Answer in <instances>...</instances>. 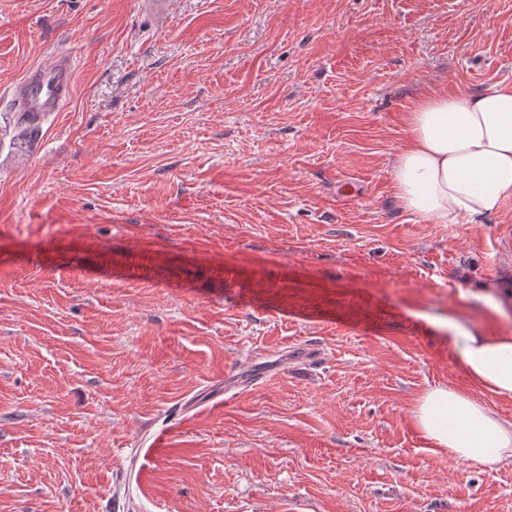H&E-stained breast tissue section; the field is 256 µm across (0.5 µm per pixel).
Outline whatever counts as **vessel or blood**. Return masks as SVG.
Instances as JSON below:
<instances>
[{
	"instance_id": "obj_1",
	"label": "vessel or blood",
	"mask_w": 512,
	"mask_h": 512,
	"mask_svg": "<svg viewBox=\"0 0 512 512\" xmlns=\"http://www.w3.org/2000/svg\"><path fill=\"white\" fill-rule=\"evenodd\" d=\"M74 90V60L67 52L58 51L31 67L12 85L9 95L16 111L31 113L42 123L63 111Z\"/></svg>"
}]
</instances>
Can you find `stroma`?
<instances>
[{
  "mask_svg": "<svg viewBox=\"0 0 512 512\" xmlns=\"http://www.w3.org/2000/svg\"><path fill=\"white\" fill-rule=\"evenodd\" d=\"M148 2L0 0V113L76 59L0 136V512H512L414 422L478 393L434 318L512 330V200L392 182L418 100L512 83V0ZM75 90V64L65 51H57L43 63L31 67L23 77L12 85L9 95L16 112L11 119L18 139L34 129V120L20 112H31L36 123L49 119L55 112L63 111Z\"/></svg>",
  "mask_w": 512,
  "mask_h": 512,
  "instance_id": "35a3bbf8",
  "label": "stroma"
}]
</instances>
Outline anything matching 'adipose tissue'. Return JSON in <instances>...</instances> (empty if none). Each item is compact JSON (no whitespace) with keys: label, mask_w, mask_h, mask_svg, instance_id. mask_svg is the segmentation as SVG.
Returning a JSON list of instances; mask_svg holds the SVG:
<instances>
[{"label":"adipose tissue","mask_w":512,"mask_h":512,"mask_svg":"<svg viewBox=\"0 0 512 512\" xmlns=\"http://www.w3.org/2000/svg\"><path fill=\"white\" fill-rule=\"evenodd\" d=\"M408 143L392 167L402 207L436 224L478 222L512 199V85L434 95L407 115ZM448 341L461 371L489 396L512 399V333H486L449 315ZM414 420L449 459L484 472L512 463V418L451 386L418 399Z\"/></svg>","instance_id":"ef3b65f1"}]
</instances>
